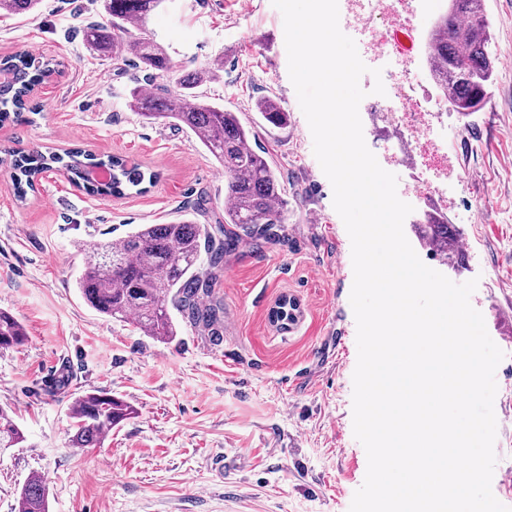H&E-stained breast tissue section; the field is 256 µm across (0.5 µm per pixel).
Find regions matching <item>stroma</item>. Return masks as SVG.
I'll use <instances>...</instances> for the list:
<instances>
[{"instance_id":"obj_1","label":"stroma","mask_w":512,"mask_h":512,"mask_svg":"<svg viewBox=\"0 0 512 512\" xmlns=\"http://www.w3.org/2000/svg\"><path fill=\"white\" fill-rule=\"evenodd\" d=\"M495 80L480 112H448V154L461 173L447 200L429 197L404 221L427 266L455 283L477 280L470 297L504 354L496 368L497 458L492 491L512 508V0H485ZM92 0H42L30 17L0 14V59L34 49L59 63L34 92L31 122L0 126V310L24 326V345L0 349V404L24 434L0 448V512H16L26 480L41 476L49 512H349L364 481L366 452L353 434L356 322L351 241L333 207V189L288 73L283 16L271 0H165L146 33L178 67L223 60L214 102L256 127L253 146L287 189L286 221L253 246L241 240L224 258L214 288L222 335L180 322L159 341L106 317L81 297L76 280L98 242L138 224L176 219L211 224L224 214V172L197 137L130 110L142 86L165 95L171 77L146 78L132 55L89 52L80 28L97 20ZM411 47L415 76L441 97L425 55L427 28L396 27ZM275 96L288 126L270 129L253 102ZM80 147L129 157L159 172L144 194L88 195L63 172L44 173L19 201L6 161L13 151ZM211 198L195 211L198 193ZM448 217L470 247L450 263L426 248L417 225L425 210ZM300 307L280 327L269 314L281 297ZM62 394L48 386L60 376ZM104 390L134 408L92 448L71 445L69 405Z\"/></svg>"}]
</instances>
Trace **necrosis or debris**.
I'll use <instances>...</instances> for the list:
<instances>
[{"label":"necrosis or debris","mask_w":512,"mask_h":512,"mask_svg":"<svg viewBox=\"0 0 512 512\" xmlns=\"http://www.w3.org/2000/svg\"><path fill=\"white\" fill-rule=\"evenodd\" d=\"M338 8L341 30L358 32L362 58L382 71L385 93L371 99L368 112L412 142L411 148L391 154L392 165L415 173L419 191L447 196L454 174L448 169L442 103L420 94L410 56L374 26L378 20L411 29L423 24L426 11L420 0H338Z\"/></svg>","instance_id":"necrosis-or-debris-1"}]
</instances>
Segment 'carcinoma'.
<instances>
[{
    "label": "carcinoma",
    "mask_w": 512,
    "mask_h": 512,
    "mask_svg": "<svg viewBox=\"0 0 512 512\" xmlns=\"http://www.w3.org/2000/svg\"><path fill=\"white\" fill-rule=\"evenodd\" d=\"M106 15L103 22L83 27L85 45L102 57L133 55L138 66L150 73L169 75L176 84L172 95L146 94L131 89L128 106L141 118L156 123L172 122L192 132L208 154L224 168V220L208 228L203 224L175 221L170 224H139L121 237L97 244L86 256L78 282L86 302L99 313L118 320H133L146 336L170 339L177 335L170 313L175 309L195 327L220 338L223 313L213 290L224 269V255L235 250L245 233L258 242L255 228L267 232L285 223L286 188L267 159L252 146L253 127L245 126L238 113L205 101L203 87L217 81L223 63L216 62L188 72L173 69L163 45L143 36L147 21L164 0H95ZM39 0H0V11L26 15ZM490 34L483 0H450L448 10L431 26L425 44L432 78L443 91L449 108L463 116L480 111L493 82L494 64L488 47ZM0 70L11 75L0 83V122L28 121L24 112L33 89L56 73L52 61H40L22 51L0 61ZM263 120L275 127L288 125V112L274 97L255 102ZM17 197L26 198L38 176L54 168L67 173L92 196H125L140 193L157 174L123 157L100 156L73 150L44 154L20 151L9 164ZM107 168L111 179L104 183L86 180L90 169ZM419 236L438 246L446 258L455 257V241L448 218L435 210L425 213ZM27 340L23 325L10 313L0 311V349ZM75 433L72 445L88 448L133 414L124 400L104 391L84 393L70 406ZM23 441V433L8 410L0 407V448ZM18 512H48L43 479L30 477L23 485Z\"/></svg>",
    "instance_id": "cac0c4a2"
}]
</instances>
